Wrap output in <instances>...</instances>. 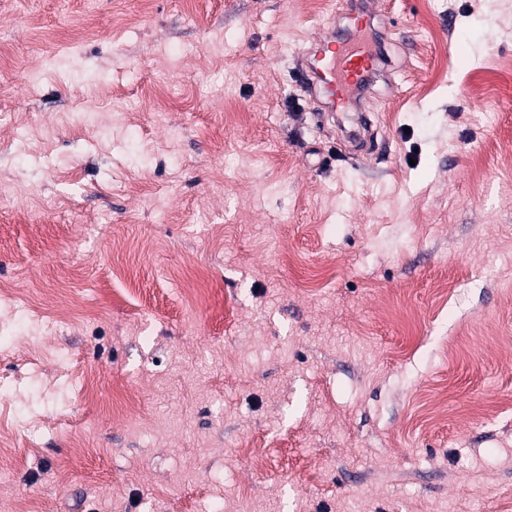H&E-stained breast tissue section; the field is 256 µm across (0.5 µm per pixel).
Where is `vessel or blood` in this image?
Segmentation results:
<instances>
[{"label":"vessel or blood","mask_w":512,"mask_h":512,"mask_svg":"<svg viewBox=\"0 0 512 512\" xmlns=\"http://www.w3.org/2000/svg\"><path fill=\"white\" fill-rule=\"evenodd\" d=\"M351 27L329 25L306 53V61L300 68V88L305 96L317 93L326 96L328 112L345 111L353 97L363 89V81L380 62L372 49L368 32L372 28L370 6L352 0Z\"/></svg>","instance_id":"1"}]
</instances>
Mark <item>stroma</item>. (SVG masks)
Masks as SVG:
<instances>
[{"label":"stroma","instance_id":"1","mask_svg":"<svg viewBox=\"0 0 512 512\" xmlns=\"http://www.w3.org/2000/svg\"><path fill=\"white\" fill-rule=\"evenodd\" d=\"M345 8L0 0V512H512V0H385L362 148ZM365 4L366 6H360ZM350 28H337L329 22L327 31L309 48L300 68V88L305 96H318L322 89L325 108L333 116L345 111L353 97L363 90V81L380 63L372 49V9L362 1H350Z\"/></svg>","mask_w":512,"mask_h":512}]
</instances>
